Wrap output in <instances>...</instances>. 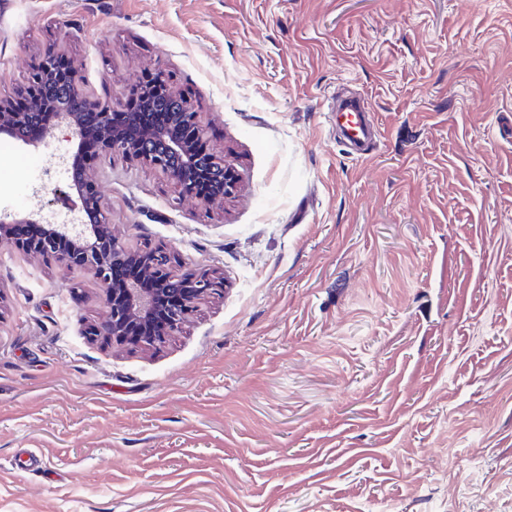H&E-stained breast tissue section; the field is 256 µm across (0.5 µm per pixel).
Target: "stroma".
<instances>
[{"mask_svg":"<svg viewBox=\"0 0 512 512\" xmlns=\"http://www.w3.org/2000/svg\"><path fill=\"white\" fill-rule=\"evenodd\" d=\"M53 42L114 112L164 70L240 186L98 161L117 239L224 276L150 349L0 249V512H512V0H0V98ZM68 150L0 153V213L68 218ZM333 123L359 155L366 154L375 133L370 115L360 102L350 100L337 107L333 112Z\"/></svg>","mask_w":512,"mask_h":512,"instance_id":"1","label":"stroma"}]
</instances>
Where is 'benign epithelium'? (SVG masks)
I'll return each mask as SVG.
<instances>
[{"label": "benign epithelium", "mask_w": 512, "mask_h": 512, "mask_svg": "<svg viewBox=\"0 0 512 512\" xmlns=\"http://www.w3.org/2000/svg\"><path fill=\"white\" fill-rule=\"evenodd\" d=\"M63 51L48 45L42 60L32 73V85L56 79V95L62 109L40 125V136L33 139L29 129L32 112H13L0 102V137L34 148L45 143L65 128L72 141L69 189L80 201L78 224H52L34 212L0 216V248L15 247L27 253L50 257L72 269L80 267L93 272L102 290L106 306L103 321L91 327V335L102 336L122 344L130 340L145 348L154 347L176 335L188 315L197 310L202 300L222 292L224 280L217 275H199L185 270H172L173 257L162 248L133 250L112 237L100 206L95 183L90 177L95 161L101 155L119 152L127 159L147 164L166 174L184 194L194 195L204 206L233 197L238 190L239 175L234 164L214 154L198 153L183 135L193 126L201 130L188 101L173 94L164 70L155 73L156 84L148 98L169 102V121L154 125L147 112L126 114L127 132L112 123V112H74L68 102L85 101L80 72L73 68L56 74V64ZM16 224H39L42 234L35 240L20 242L11 233ZM118 264L134 268V274L118 280L113 269Z\"/></svg>", "instance_id": "obj_1"}]
</instances>
